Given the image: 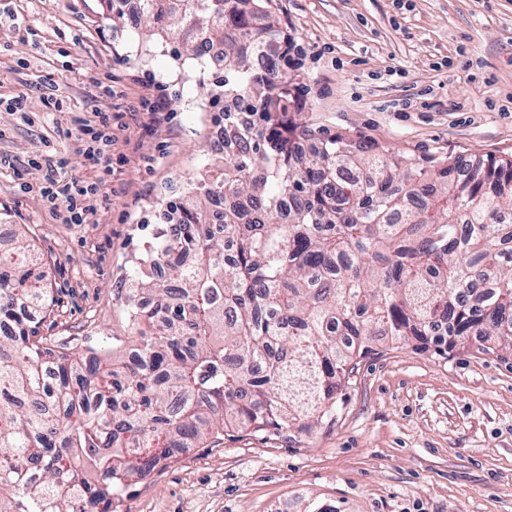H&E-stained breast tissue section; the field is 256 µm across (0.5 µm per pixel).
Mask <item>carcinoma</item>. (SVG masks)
Returning a JSON list of instances; mask_svg holds the SVG:
<instances>
[{
    "instance_id": "1",
    "label": "carcinoma",
    "mask_w": 512,
    "mask_h": 512,
    "mask_svg": "<svg viewBox=\"0 0 512 512\" xmlns=\"http://www.w3.org/2000/svg\"><path fill=\"white\" fill-rule=\"evenodd\" d=\"M261 0H142L199 59L224 45V168L168 205L126 296L130 335L89 359L40 335L45 275L0 251V512H117L171 448L336 411L373 337L439 356L512 350V160L431 167L341 136L296 156L292 82ZM224 199L222 228L211 224Z\"/></svg>"
}]
</instances>
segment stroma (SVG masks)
<instances>
[{
	"instance_id": "obj_1",
	"label": "stroma",
	"mask_w": 512,
	"mask_h": 512,
	"mask_svg": "<svg viewBox=\"0 0 512 512\" xmlns=\"http://www.w3.org/2000/svg\"><path fill=\"white\" fill-rule=\"evenodd\" d=\"M300 46L289 68L296 119L419 164L447 156L512 159V0H271ZM149 38L103 0H0V98L26 93V125L0 106V249L26 235L51 289L43 335L84 353L128 333L125 290L173 194L212 159L215 73ZM50 76L73 112L43 111L31 89ZM113 85L116 112H137L145 82L167 121L118 131L126 163L101 188L94 223L62 224L27 161L52 143L90 177L59 130L91 111L90 80ZM24 170L16 178V170ZM30 184L20 190L19 181ZM512 512V352L469 345L447 357L380 342L309 429L224 432L182 449L133 484L119 512Z\"/></svg>"
}]
</instances>
